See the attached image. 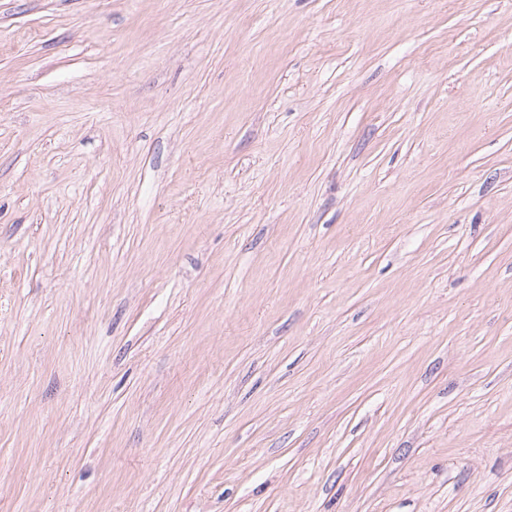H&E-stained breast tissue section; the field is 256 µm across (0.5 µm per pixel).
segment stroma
<instances>
[{
  "instance_id": "1",
  "label": "stroma",
  "mask_w": 512,
  "mask_h": 512,
  "mask_svg": "<svg viewBox=\"0 0 512 512\" xmlns=\"http://www.w3.org/2000/svg\"><path fill=\"white\" fill-rule=\"evenodd\" d=\"M0 512H512V0H0Z\"/></svg>"
}]
</instances>
